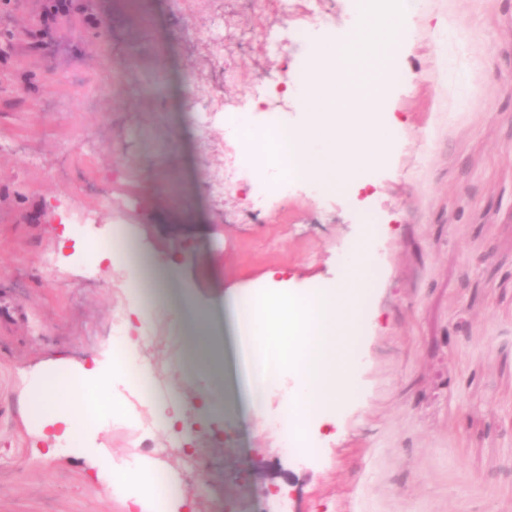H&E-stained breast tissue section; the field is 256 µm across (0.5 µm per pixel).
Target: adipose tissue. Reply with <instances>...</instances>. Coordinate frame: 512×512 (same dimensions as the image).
I'll return each instance as SVG.
<instances>
[{
    "label": "adipose tissue",
    "mask_w": 512,
    "mask_h": 512,
    "mask_svg": "<svg viewBox=\"0 0 512 512\" xmlns=\"http://www.w3.org/2000/svg\"><path fill=\"white\" fill-rule=\"evenodd\" d=\"M140 349L139 339L115 337L90 363L73 367L62 361L47 368L31 382L41 409L35 428H52L56 447L83 448L107 489L122 495L126 512H194L189 495H162L152 459L115 455L99 440L112 424L132 418L126 396L141 394L152 375L139 362Z\"/></svg>",
    "instance_id": "1"
}]
</instances>
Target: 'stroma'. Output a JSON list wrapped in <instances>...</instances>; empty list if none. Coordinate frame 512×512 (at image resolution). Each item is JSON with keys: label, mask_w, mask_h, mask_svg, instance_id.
<instances>
[{"label": "stroma", "mask_w": 512, "mask_h": 512, "mask_svg": "<svg viewBox=\"0 0 512 512\" xmlns=\"http://www.w3.org/2000/svg\"><path fill=\"white\" fill-rule=\"evenodd\" d=\"M49 6L0 0V294L30 312L0 327V512H124L89 458L45 457L24 403L33 372L85 362L132 306L157 330L148 398L193 403L209 386L198 316L224 351L196 454L133 423L105 436L175 473L197 512H512V0H430L391 85V162L328 196L302 180L267 191L246 167L212 193L239 154L198 111H240L259 85L256 122L297 125L287 62L307 33L344 37L349 0H75L45 34ZM282 28L299 39L267 47ZM76 208L93 223L62 226ZM367 225L356 391L309 429L307 454L279 437L292 379L245 392L224 311L271 270L293 290L336 286ZM89 240L123 262L87 263ZM144 260L162 280L137 288L126 266Z\"/></svg>", "instance_id": "obj_1"}]
</instances>
